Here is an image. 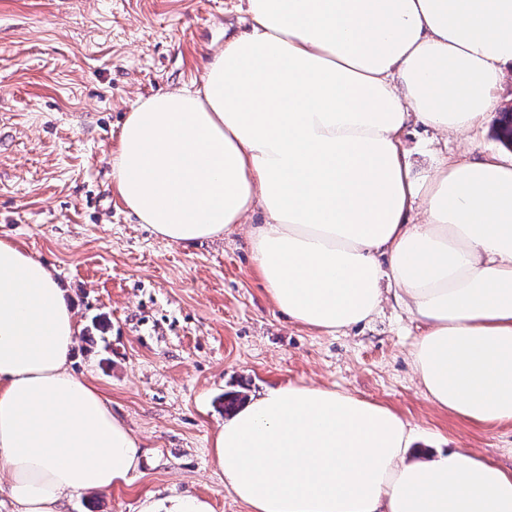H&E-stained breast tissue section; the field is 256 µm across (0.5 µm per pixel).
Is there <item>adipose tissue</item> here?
I'll return each instance as SVG.
<instances>
[{"label": "adipose tissue", "instance_id": "1", "mask_svg": "<svg viewBox=\"0 0 512 512\" xmlns=\"http://www.w3.org/2000/svg\"><path fill=\"white\" fill-rule=\"evenodd\" d=\"M196 90L139 99L112 157L128 209L162 239L233 232L275 306L334 333L392 291L422 324L426 398L512 421V162L413 177L409 116L479 127L512 71V0H246ZM75 313L51 269L0 239V473L13 512L130 483L139 442L69 367ZM390 408L321 386L252 395L214 460L251 512H512V469L416 448Z\"/></svg>", "mask_w": 512, "mask_h": 512}]
</instances>
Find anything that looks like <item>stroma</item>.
<instances>
[{
  "label": "stroma",
  "mask_w": 512,
  "mask_h": 512,
  "mask_svg": "<svg viewBox=\"0 0 512 512\" xmlns=\"http://www.w3.org/2000/svg\"><path fill=\"white\" fill-rule=\"evenodd\" d=\"M245 0H0V238L53 268L79 332L70 368L140 439L130 484L67 499L65 512H143L190 495L211 512H249L224 486L213 435L224 395L287 382L392 408L422 448H465L512 469V421L476 424L424 396L410 352L421 332L385 299L339 334L298 325L269 298L251 259L254 212L230 235L171 243L127 210L111 176L137 100L202 81L245 30ZM496 113L464 134L408 123L415 175L440 161L504 154Z\"/></svg>",
  "instance_id": "obj_1"
}]
</instances>
